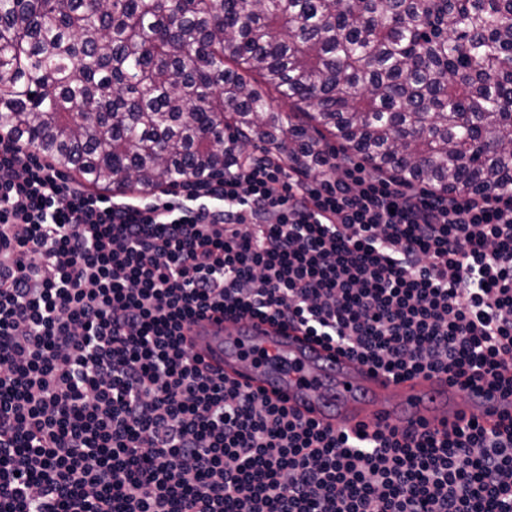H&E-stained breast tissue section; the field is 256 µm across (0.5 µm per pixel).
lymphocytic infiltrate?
Instances as JSON below:
<instances>
[{
    "instance_id": "1",
    "label": "lymphocytic infiltrate",
    "mask_w": 512,
    "mask_h": 512,
    "mask_svg": "<svg viewBox=\"0 0 512 512\" xmlns=\"http://www.w3.org/2000/svg\"><path fill=\"white\" fill-rule=\"evenodd\" d=\"M329 164L131 202L0 135V512H512V421L332 430L186 346L229 313L512 392V199Z\"/></svg>"
}]
</instances>
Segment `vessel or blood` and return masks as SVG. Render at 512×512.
Wrapping results in <instances>:
<instances>
[{
  "mask_svg": "<svg viewBox=\"0 0 512 512\" xmlns=\"http://www.w3.org/2000/svg\"><path fill=\"white\" fill-rule=\"evenodd\" d=\"M185 339L192 354L225 380L332 429L425 424L443 430L471 418L491 427L512 416L511 396L464 390L442 377L395 379L291 327L210 318L190 324Z\"/></svg>",
  "mask_w": 512,
  "mask_h": 512,
  "instance_id": "1",
  "label": "vessel or blood"
}]
</instances>
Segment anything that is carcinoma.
Segmentation results:
<instances>
[{
	"label": "carcinoma",
	"mask_w": 512,
	"mask_h": 512,
	"mask_svg": "<svg viewBox=\"0 0 512 512\" xmlns=\"http://www.w3.org/2000/svg\"><path fill=\"white\" fill-rule=\"evenodd\" d=\"M4 130L106 190L221 176L246 144L328 176L330 136L512 194V0H0Z\"/></svg>",
	"instance_id": "1"
}]
</instances>
